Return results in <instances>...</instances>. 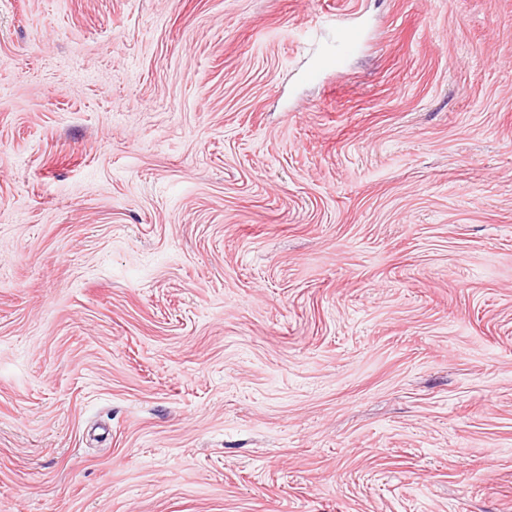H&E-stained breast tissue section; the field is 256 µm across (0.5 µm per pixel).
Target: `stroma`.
Masks as SVG:
<instances>
[{"label":"stroma","mask_w":512,"mask_h":512,"mask_svg":"<svg viewBox=\"0 0 512 512\" xmlns=\"http://www.w3.org/2000/svg\"><path fill=\"white\" fill-rule=\"evenodd\" d=\"M0 512H512V0H0Z\"/></svg>","instance_id":"stroma-1"}]
</instances>
